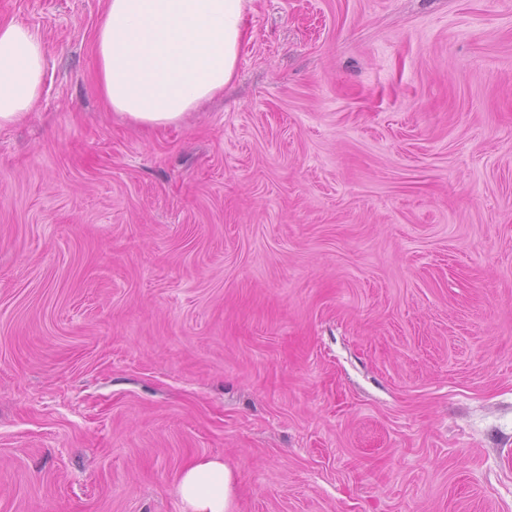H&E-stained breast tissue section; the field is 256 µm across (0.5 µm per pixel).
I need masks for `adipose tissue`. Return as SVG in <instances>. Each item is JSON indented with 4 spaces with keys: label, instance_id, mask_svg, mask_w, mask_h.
Instances as JSON below:
<instances>
[{
    "label": "adipose tissue",
    "instance_id": "ef3b65f1",
    "mask_svg": "<svg viewBox=\"0 0 512 512\" xmlns=\"http://www.w3.org/2000/svg\"><path fill=\"white\" fill-rule=\"evenodd\" d=\"M253 0H106L95 47L100 93L135 127L157 130L222 94L234 78ZM39 34L0 22V129L26 120L41 96ZM184 512H231L234 475L218 458L188 464L176 484Z\"/></svg>",
    "mask_w": 512,
    "mask_h": 512
}]
</instances>
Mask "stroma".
<instances>
[{
	"label": "stroma",
	"instance_id": "obj_1",
	"mask_svg": "<svg viewBox=\"0 0 512 512\" xmlns=\"http://www.w3.org/2000/svg\"><path fill=\"white\" fill-rule=\"evenodd\" d=\"M106 0L0 131V512H512V0H254L179 125L108 111ZM176 494L184 512H230L234 495L233 471L219 458H197L181 472Z\"/></svg>",
	"mask_w": 512,
	"mask_h": 512
}]
</instances>
